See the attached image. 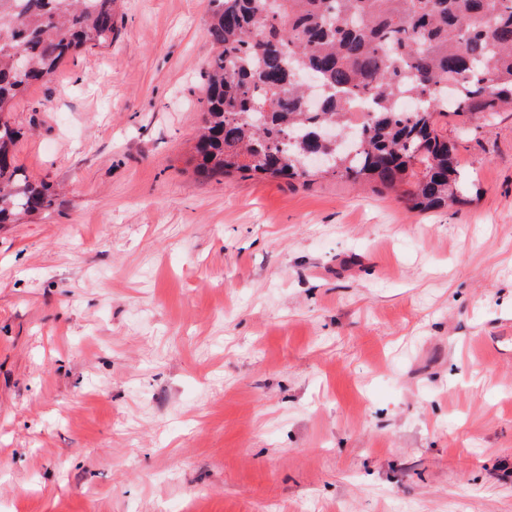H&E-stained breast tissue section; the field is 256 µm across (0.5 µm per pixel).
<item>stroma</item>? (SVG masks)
I'll return each mask as SVG.
<instances>
[{
    "mask_svg": "<svg viewBox=\"0 0 512 512\" xmlns=\"http://www.w3.org/2000/svg\"><path fill=\"white\" fill-rule=\"evenodd\" d=\"M204 0L9 115L56 188L0 225V512H512V114L469 203L198 177Z\"/></svg>",
    "mask_w": 512,
    "mask_h": 512,
    "instance_id": "obj_1",
    "label": "stroma"
}]
</instances>
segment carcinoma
Returning <instances> with one entry per match:
<instances>
[{
	"label": "carcinoma",
	"instance_id": "obj_1",
	"mask_svg": "<svg viewBox=\"0 0 512 512\" xmlns=\"http://www.w3.org/2000/svg\"><path fill=\"white\" fill-rule=\"evenodd\" d=\"M212 55L195 171L301 180L322 174L390 190L411 209L465 203L448 118L512 112V0H206ZM118 0H0V224L48 211L54 194L16 163L7 115L90 46L112 43ZM371 118L351 134L349 99Z\"/></svg>",
	"mask_w": 512,
	"mask_h": 512
}]
</instances>
